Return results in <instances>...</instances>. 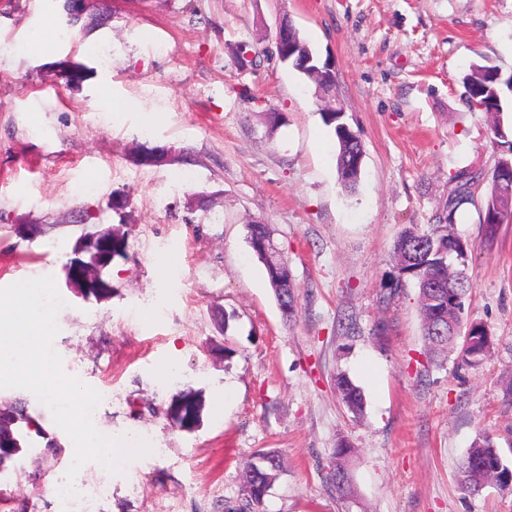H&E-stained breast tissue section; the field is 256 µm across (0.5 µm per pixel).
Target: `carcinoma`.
<instances>
[{"label":"carcinoma","instance_id":"obj_1","mask_svg":"<svg viewBox=\"0 0 512 512\" xmlns=\"http://www.w3.org/2000/svg\"><path fill=\"white\" fill-rule=\"evenodd\" d=\"M288 42L294 50L289 53L286 64L304 74L323 91H328L334 76L327 70L315 77L305 65L309 57L317 56L316 51L299 34H288ZM465 94L472 104L495 117L494 134L504 139L503 149L507 153L497 161L490 174L491 191L482 210L484 235L492 240L497 237L501 226L512 223V194L504 193L499 168L509 161L512 142L506 139L500 122L504 112L506 94L512 92V77H503L494 67L476 66L463 79ZM324 122L333 127L339 144L337 169L345 187L355 188L360 174L363 147L358 135L351 134L345 127L343 116L336 111V105L329 104L321 112ZM460 181L450 193L445 213L439 223L427 231L411 226L404 228L394 244V253L399 268V278L390 286V294L404 287V280L410 279L418 288V301L422 316V336L436 359L445 358L458 351L460 361L477 368L484 362L492 349V336L481 323L462 326L464 302L471 290V281L466 274L470 244L453 231L455 213L458 208L472 200V186L478 180L474 175H459ZM247 238L254 254L265 266L270 287L280 304L283 316L290 320L297 312L298 294L294 283L285 280L279 273L282 259L275 246H265L268 239V225L252 221L246 225ZM125 236L112 235V250L99 246V240L84 236L75 246V252L84 255L82 262H95L107 268L111 254L123 248ZM84 296L106 298L112 294L104 277L87 282L81 289ZM336 394L342 404L354 415L360 416L364 409L361 388L346 374L334 376ZM202 404L193 397L191 409L179 422L185 430H192L201 420ZM46 437L45 431L24 409L10 403H0V473L7 470L27 448L30 432ZM351 453L348 443L340 439L331 453L326 482L337 495L348 497L352 494V479L346 460ZM282 471L281 456L276 451L258 450L254 462L241 473L242 489L246 506L227 508V512H263L265 497L275 479ZM460 486L466 493L476 496L489 481L502 491L512 493V462L488 436L478 438L461 462Z\"/></svg>","mask_w":512,"mask_h":512}]
</instances>
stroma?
Returning <instances> with one entry per match:
<instances>
[{"instance_id": "1", "label": "stroma", "mask_w": 512, "mask_h": 512, "mask_svg": "<svg viewBox=\"0 0 512 512\" xmlns=\"http://www.w3.org/2000/svg\"><path fill=\"white\" fill-rule=\"evenodd\" d=\"M94 2L105 19L86 28L68 25L64 0H0V287L54 279L53 348L101 394L95 427L151 448L120 474L85 464L83 481L111 486L99 512H224L260 449L283 459L265 512H512V495L458 483L479 436L512 445V224L492 241L481 224L502 148L462 83L475 64L512 74V0ZM48 16L72 37L51 57L28 54ZM284 21L335 66L336 100L364 148L354 190L337 173L322 90L275 55ZM66 60L84 65L81 83L60 77ZM105 94L123 111L106 110ZM143 143L174 161L137 165ZM462 172L481 177L453 224L471 245L464 319L493 338L476 368L453 354L428 362L416 288L390 291L400 232L438 223ZM255 220L292 273L295 320L246 242ZM20 225L42 233L20 237ZM111 226L127 243L106 271L111 296L75 295L65 269L78 239ZM340 371L363 390L361 418L336 395ZM185 392L204 405L190 431L166 414ZM1 401L21 403L46 435L0 476V512H60L69 464L45 445L67 449L70 437L30 391L0 389ZM341 438L345 499L325 481Z\"/></svg>"}]
</instances>
